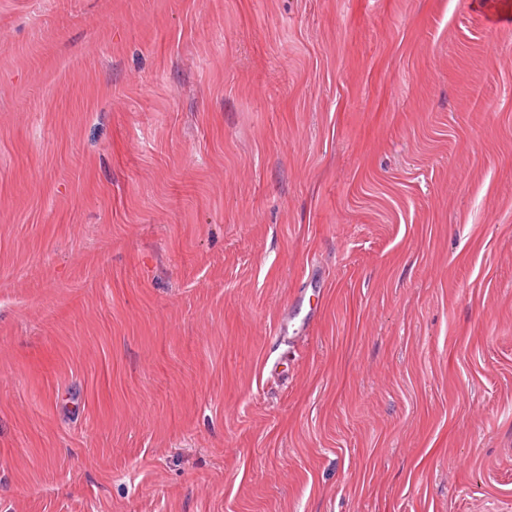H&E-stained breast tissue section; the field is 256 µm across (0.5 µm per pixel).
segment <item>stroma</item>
Here are the masks:
<instances>
[{"instance_id": "35a3bbf8", "label": "stroma", "mask_w": 512, "mask_h": 512, "mask_svg": "<svg viewBox=\"0 0 512 512\" xmlns=\"http://www.w3.org/2000/svg\"><path fill=\"white\" fill-rule=\"evenodd\" d=\"M512 0H0V512H512Z\"/></svg>"}]
</instances>
